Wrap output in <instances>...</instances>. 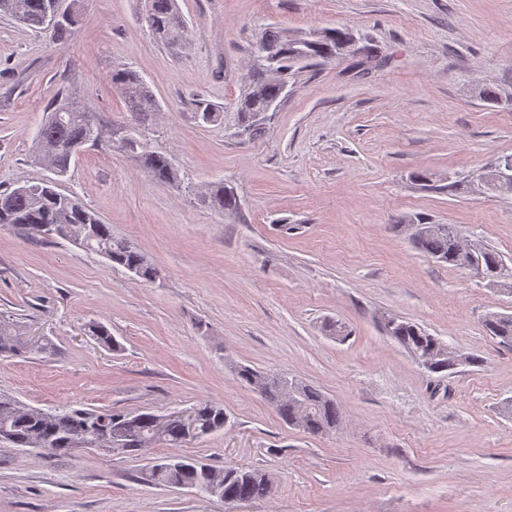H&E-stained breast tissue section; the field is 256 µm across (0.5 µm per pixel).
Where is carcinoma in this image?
Returning a JSON list of instances; mask_svg holds the SVG:
<instances>
[{
  "label": "carcinoma",
  "instance_id": "1",
  "mask_svg": "<svg viewBox=\"0 0 512 512\" xmlns=\"http://www.w3.org/2000/svg\"><path fill=\"white\" fill-rule=\"evenodd\" d=\"M48 0H0V15L18 19V22L36 30L44 29ZM153 39L173 52L182 50L186 43L187 22L177 0H143L139 12ZM81 22V14L72 9L56 24L50 39L57 43L67 40ZM353 35L348 28L336 27L319 31L311 42L305 33L279 28H268L257 41L254 54L265 48L276 59L279 76L271 79L256 71L254 95L244 94L237 104L238 127L236 136L253 139L262 134L263 124H250L251 112H262L269 107L280 108L288 97L289 83L297 74L318 64L336 60L345 40ZM112 84L123 95L127 111L136 123L127 129L128 144L125 148L138 155L153 178L163 184L174 185L179 180L178 169L170 154L155 150L140 127L150 117L162 111L154 91L135 70L125 68L112 73ZM88 109L77 99L65 96L53 101L46 109L44 122L38 129L34 158L48 160L49 168L58 177L65 176L75 153L70 149L73 141H82L95 147L104 142L105 132L96 122L88 119ZM195 118L204 124L221 121L222 112L202 100L195 101ZM202 202L218 213L238 209L235 194L224 193V183L211 186ZM0 224H11L36 237L58 236L79 243L97 252L113 264L123 267L136 277L151 281L157 278V269L130 242L112 236L110 225L82 202L57 190L56 183L24 184L0 192ZM457 229L453 224H429L426 230L414 236V243L428 256L439 262L457 267L468 260L465 253L455 247ZM480 257L488 270L505 271L501 256L492 249H480ZM490 335L504 342H512V316L490 313L484 319ZM386 335L399 343L419 363L427 362L431 372L447 371L455 365L448 357V347L417 325L398 316L385 319ZM88 335L105 347H116L117 341L100 323L87 325ZM48 350V344L29 346L22 339L17 326L0 317V356H23ZM238 378L249 389L273 404L288 425L310 434H330L342 421V412L335 400L319 389L303 382H296L299 400L284 396L287 378L248 366L237 369ZM158 415L151 412L127 413L121 410H85L65 408L54 411H26L17 401L0 396V435L9 438L18 448H47L60 455L73 454L80 443L85 448L113 451L112 434L121 428L129 430L125 448L119 453L134 455L141 448L161 445L179 448L224 430L227 415L224 408L201 403L193 408L189 421L179 419L166 422L161 434H156ZM144 480L152 485L171 487L189 483L200 490L217 491V497L228 502L234 499L256 501L267 497L272 489L270 476L254 468L245 467L232 477L207 464L178 458L172 463L163 457L147 470Z\"/></svg>",
  "mask_w": 512,
  "mask_h": 512
}]
</instances>
